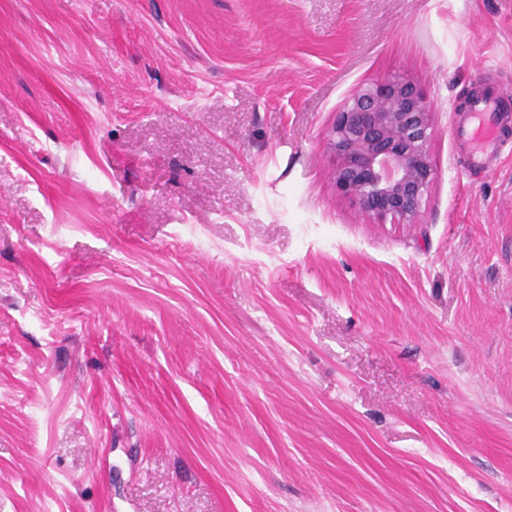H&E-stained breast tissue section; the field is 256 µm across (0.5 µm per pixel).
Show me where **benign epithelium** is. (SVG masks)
Wrapping results in <instances>:
<instances>
[{"label": "benign epithelium", "instance_id": "benign-epithelium-1", "mask_svg": "<svg viewBox=\"0 0 512 512\" xmlns=\"http://www.w3.org/2000/svg\"><path fill=\"white\" fill-rule=\"evenodd\" d=\"M433 112L413 81L393 76L358 87L327 136L337 192L366 214L410 224L436 179Z\"/></svg>", "mask_w": 512, "mask_h": 512}]
</instances>
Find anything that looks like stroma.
Instances as JSON below:
<instances>
[{"mask_svg":"<svg viewBox=\"0 0 512 512\" xmlns=\"http://www.w3.org/2000/svg\"><path fill=\"white\" fill-rule=\"evenodd\" d=\"M415 82L416 223L341 197ZM512 0H0V512H512ZM433 112L401 76L358 87L327 136L337 192L379 222L413 223L436 179ZM499 93L479 99L471 110L470 117L454 127L453 136L472 145L471 163L484 165L490 154L496 153L500 142L498 139V103Z\"/></svg>","mask_w":512,"mask_h":512,"instance_id":"obj_1","label":"stroma"}]
</instances>
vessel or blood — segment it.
Listing matches in <instances>:
<instances>
[{"label":"vessel or blood","instance_id":"obj_1","mask_svg":"<svg viewBox=\"0 0 512 512\" xmlns=\"http://www.w3.org/2000/svg\"><path fill=\"white\" fill-rule=\"evenodd\" d=\"M498 103L499 96L495 93L479 99L474 104L470 117L455 126L452 131L456 139L471 144L473 165H484L487 157L496 153L500 146Z\"/></svg>","mask_w":512,"mask_h":512}]
</instances>
